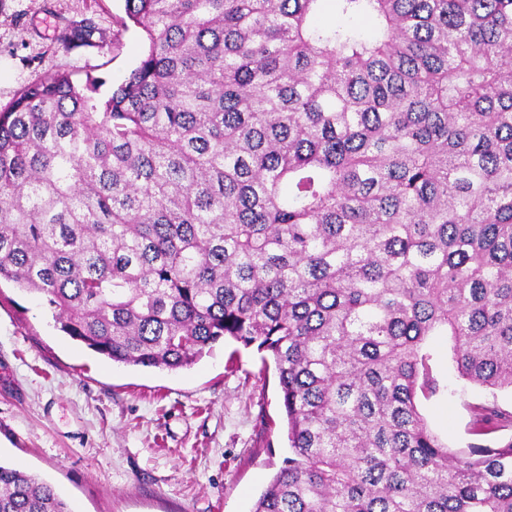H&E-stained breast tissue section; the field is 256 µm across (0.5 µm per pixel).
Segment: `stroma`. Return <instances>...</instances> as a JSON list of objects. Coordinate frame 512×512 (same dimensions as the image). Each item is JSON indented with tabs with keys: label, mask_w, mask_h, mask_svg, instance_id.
I'll list each match as a JSON object with an SVG mask.
<instances>
[{
	"label": "stroma",
	"mask_w": 512,
	"mask_h": 512,
	"mask_svg": "<svg viewBox=\"0 0 512 512\" xmlns=\"http://www.w3.org/2000/svg\"><path fill=\"white\" fill-rule=\"evenodd\" d=\"M124 0H0V107L33 81H99L106 99L141 59ZM444 390L429 427L468 448L474 404L512 412V391L460 379L448 337L431 340ZM290 455L274 368L220 342L168 371L112 363L64 336L50 311L0 282V464L37 474L72 512H251Z\"/></svg>",
	"instance_id": "35a3bbf8"
}]
</instances>
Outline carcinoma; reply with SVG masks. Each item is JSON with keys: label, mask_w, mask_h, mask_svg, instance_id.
<instances>
[{"label": "carcinoma", "mask_w": 512, "mask_h": 512, "mask_svg": "<svg viewBox=\"0 0 512 512\" xmlns=\"http://www.w3.org/2000/svg\"><path fill=\"white\" fill-rule=\"evenodd\" d=\"M124 2L103 104L0 109V280L125 366L266 353L291 457L252 512H512V412L453 452L419 409L437 333L512 389V0ZM0 512L72 510L0 464Z\"/></svg>", "instance_id": "carcinoma-1"}]
</instances>
